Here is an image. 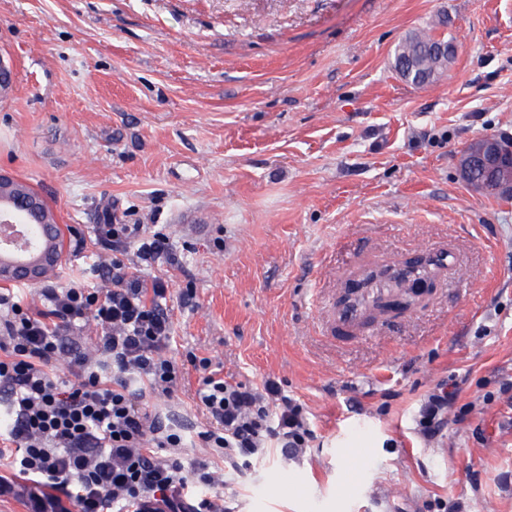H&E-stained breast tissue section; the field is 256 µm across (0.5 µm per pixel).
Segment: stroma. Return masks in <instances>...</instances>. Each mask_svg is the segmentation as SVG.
I'll return each instance as SVG.
<instances>
[{"mask_svg":"<svg viewBox=\"0 0 512 512\" xmlns=\"http://www.w3.org/2000/svg\"><path fill=\"white\" fill-rule=\"evenodd\" d=\"M434 29L455 58L412 84L394 48ZM0 54V169L54 208L55 280L101 286L105 212L157 225L178 258L173 356L302 404L313 440L227 476L236 512H512V197L459 167L473 139L512 136V0H0ZM447 244L465 281L357 338L324 332L353 276ZM199 380L157 407L190 440ZM451 381L424 441L420 401ZM458 395L455 382L438 385L421 402L418 410L417 427L419 434L426 440L437 437L448 423V408Z\"/></svg>","mask_w":512,"mask_h":512,"instance_id":"stroma-1","label":"stroma"}]
</instances>
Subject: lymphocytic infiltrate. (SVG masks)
Here are the masks:
<instances>
[{
	"label": "lymphocytic infiltrate",
	"mask_w": 512,
	"mask_h": 512,
	"mask_svg": "<svg viewBox=\"0 0 512 512\" xmlns=\"http://www.w3.org/2000/svg\"><path fill=\"white\" fill-rule=\"evenodd\" d=\"M110 286L40 289V306L0 291V497L26 512H233L223 472L246 473L269 451L296 457L312 431L302 406L266 378L251 386L208 375L196 395L206 418L203 455L160 431L151 399L172 397L183 378L168 357L173 321L169 283L145 268L176 262L169 236L105 218L94 227ZM458 395L438 385L422 401L417 427L427 440L448 422ZM222 458L216 470L214 458Z\"/></svg>",
	"instance_id": "lymphocytic-infiltrate-1"
}]
</instances>
